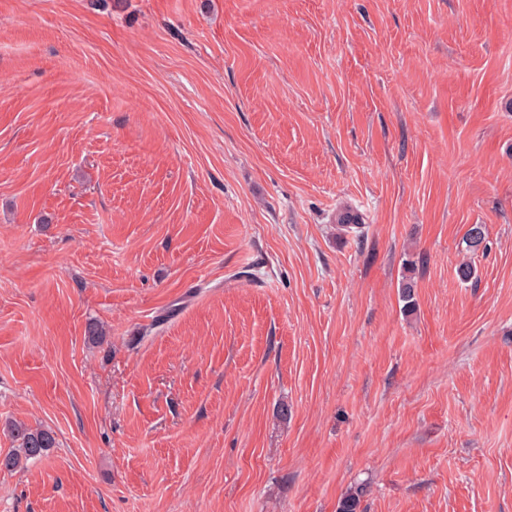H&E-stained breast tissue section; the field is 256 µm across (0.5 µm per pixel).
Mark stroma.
I'll use <instances>...</instances> for the list:
<instances>
[{
  "mask_svg": "<svg viewBox=\"0 0 512 512\" xmlns=\"http://www.w3.org/2000/svg\"><path fill=\"white\" fill-rule=\"evenodd\" d=\"M11 420L0 512H512V0H0ZM8 431L17 442V448L0 458L1 469H20L30 460L47 457L51 448L56 447V437L49 429L32 430L21 421H11L8 423Z\"/></svg>",
  "mask_w": 512,
  "mask_h": 512,
  "instance_id": "stroma-1",
  "label": "stroma"
}]
</instances>
